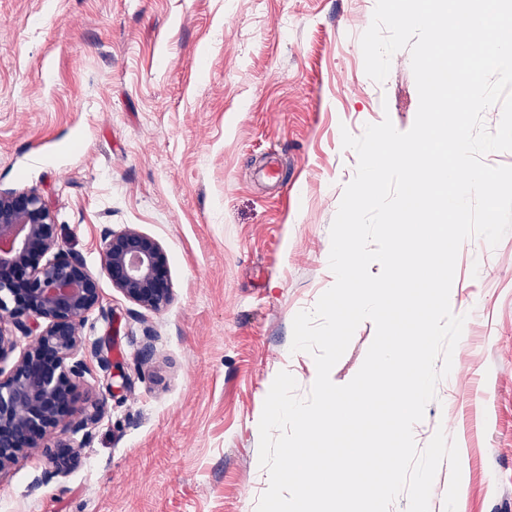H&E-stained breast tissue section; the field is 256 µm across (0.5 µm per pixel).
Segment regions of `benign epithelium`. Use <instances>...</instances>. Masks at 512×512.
I'll return each instance as SVG.
<instances>
[{"mask_svg":"<svg viewBox=\"0 0 512 512\" xmlns=\"http://www.w3.org/2000/svg\"><path fill=\"white\" fill-rule=\"evenodd\" d=\"M135 305L153 312L173 300L167 255L154 237L126 226L101 239V272L59 244L58 224L34 189L0 190V362L29 343L9 370L0 368V482L19 458L43 453L50 468L36 484L67 474L78 449L68 435L102 413L75 403L87 371L80 353L86 315L100 306V274ZM104 371L110 345H90Z\"/></svg>","mask_w":512,"mask_h":512,"instance_id":"obj_1","label":"benign epithelium"}]
</instances>
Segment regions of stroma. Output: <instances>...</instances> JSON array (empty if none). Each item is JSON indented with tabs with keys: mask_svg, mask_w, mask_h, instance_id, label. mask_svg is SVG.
<instances>
[{
	"mask_svg": "<svg viewBox=\"0 0 512 512\" xmlns=\"http://www.w3.org/2000/svg\"><path fill=\"white\" fill-rule=\"evenodd\" d=\"M376 0H0V189H36L64 247L100 270L104 229L132 226L169 259L173 300L154 313L102 280L83 332L107 337L128 379L108 391L91 351L79 407L107 406L71 472L18 460L0 512H256L264 400L290 372L293 319L335 279L330 228L358 163L341 133L419 97L409 51L382 83L360 45ZM456 313L478 310L437 398L413 429L455 437L464 512H512V231L461 249ZM363 321L331 371L360 369Z\"/></svg>",
	"mask_w": 512,
	"mask_h": 512,
	"instance_id": "1",
	"label": "stroma"
}]
</instances>
